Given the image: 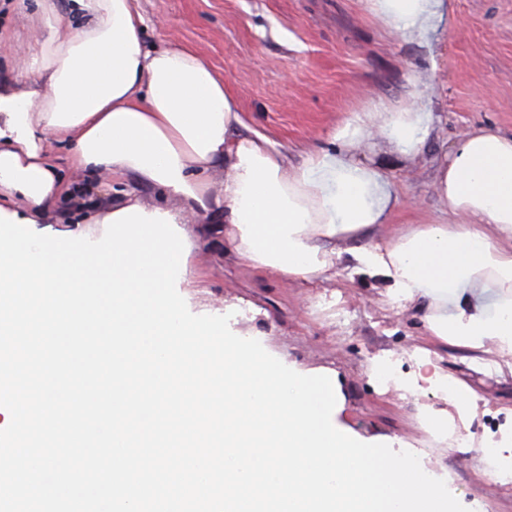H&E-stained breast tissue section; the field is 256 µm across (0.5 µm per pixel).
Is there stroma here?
I'll return each instance as SVG.
<instances>
[{"instance_id": "35a3bbf8", "label": "stroma", "mask_w": 512, "mask_h": 512, "mask_svg": "<svg viewBox=\"0 0 512 512\" xmlns=\"http://www.w3.org/2000/svg\"><path fill=\"white\" fill-rule=\"evenodd\" d=\"M148 45L171 41L200 53L223 76L252 131L298 157L331 148L330 132L353 112L403 101L415 78L430 84L429 135L407 156L379 140L360 161L385 168L399 196L396 224L443 221L433 181L460 135L478 127L512 134V0H448L429 45L400 43L364 0H139ZM189 262L205 275L190 289L192 313L232 314L235 329L262 338L307 369L336 368L346 422L360 435L399 438L440 463L469 512H512V483L476 481L468 456L433 441L412 399L371 380L373 358L418 344L420 321L386 315L381 284L351 277L304 288L253 271L223 238L194 241Z\"/></svg>"}]
</instances>
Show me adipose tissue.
I'll return each mask as SVG.
<instances>
[{
	"mask_svg": "<svg viewBox=\"0 0 512 512\" xmlns=\"http://www.w3.org/2000/svg\"><path fill=\"white\" fill-rule=\"evenodd\" d=\"M370 14L404 43H428L446 0H367ZM24 30L10 71L0 72V212L44 223L70 201L96 223L158 195L160 213L187 238L224 237L239 261L307 288L335 281L348 259L381 278V300L417 317L424 344L410 357L431 367L404 377L390 356L371 378L413 395L434 394L472 419L478 394L442 366L449 348L468 369L512 382V135L466 132L434 179L445 223L393 227L399 206L382 167L356 159L374 134L418 153L429 126L427 88L412 82L400 105L352 113L330 137L339 147L288 152L251 131L224 79L190 47L148 46L138 0H9ZM71 171L108 174L92 196ZM477 477L512 482V432L474 445Z\"/></svg>",
	"mask_w": 512,
	"mask_h": 512,
	"instance_id": "obj_1",
	"label": "adipose tissue"
}]
</instances>
